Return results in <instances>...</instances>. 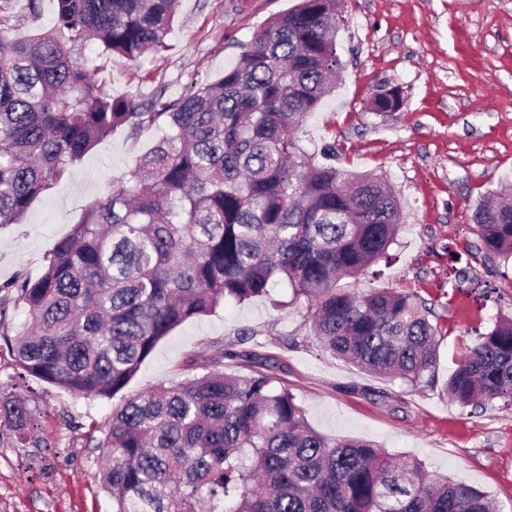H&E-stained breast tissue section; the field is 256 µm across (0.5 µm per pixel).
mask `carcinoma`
Segmentation results:
<instances>
[{
    "label": "carcinoma",
    "mask_w": 512,
    "mask_h": 512,
    "mask_svg": "<svg viewBox=\"0 0 512 512\" xmlns=\"http://www.w3.org/2000/svg\"><path fill=\"white\" fill-rule=\"evenodd\" d=\"M50 31L0 26V226L118 128L164 131L130 180L88 206L44 257L37 278L0 285V337L22 376L112 398L157 344L226 300L277 281L309 303V335L360 369L433 386L432 309L393 288L342 281L387 257L401 226L389 185L347 175L296 136L341 69L340 0H299L271 17L217 79L141 104L103 91L80 61L85 43L137 61L169 48L179 0H55ZM401 93L375 94V111ZM483 256L512 258V204L474 212ZM28 325L9 336L7 304ZM230 343L180 384L150 386L113 410L86 444L104 449L113 512H494L483 492L373 444L313 429L274 377L224 374V360H264ZM444 392L462 406L512 405V319L477 336ZM0 426L22 447L49 448L28 401L0 399Z\"/></svg>",
    "instance_id": "1"
}]
</instances>
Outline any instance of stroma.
Listing matches in <instances>:
<instances>
[{
  "instance_id": "35a3bbf8",
  "label": "stroma",
  "mask_w": 512,
  "mask_h": 512,
  "mask_svg": "<svg viewBox=\"0 0 512 512\" xmlns=\"http://www.w3.org/2000/svg\"><path fill=\"white\" fill-rule=\"evenodd\" d=\"M296 0H181L166 51L138 62L106 59L97 42L82 50L104 91L146 100L176 99L223 74L242 44ZM336 90L298 132L307 151L332 146L336 165L392 188L402 225L386 259L352 280L355 291L402 289L434 304L440 338L437 386L408 388L324 352L308 336L305 302L283 284L268 296L227 302L163 338L114 398L72 394L37 380L18 382L0 340V396L36 408L52 448H20L0 431V512H112L101 482L102 451L85 445L112 411L158 383L202 375V359L246 335L243 347L271 359L309 424L330 438L370 441L409 456L429 472L473 486L512 512V406H461L441 384L477 334L512 318V262L487 260L472 210L512 184V0H344ZM398 87L395 112L371 108L374 94ZM116 131L35 201L21 225L0 228V284L38 277L43 257L113 183L129 179L136 156L160 139ZM469 256V280L456 284L451 252Z\"/></svg>"
}]
</instances>
